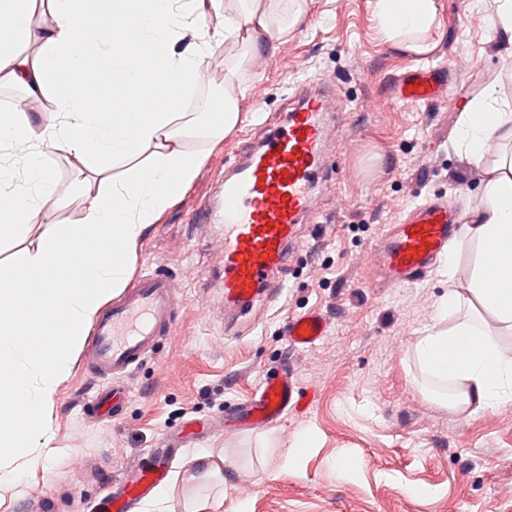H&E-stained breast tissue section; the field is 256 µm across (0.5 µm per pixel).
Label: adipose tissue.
Wrapping results in <instances>:
<instances>
[{
    "mask_svg": "<svg viewBox=\"0 0 512 512\" xmlns=\"http://www.w3.org/2000/svg\"><path fill=\"white\" fill-rule=\"evenodd\" d=\"M305 2L225 0L224 21L212 27L206 0H112L108 12L87 0H46L51 22L37 27V0H0V84L22 86L28 102L42 105L0 113V220L14 234L42 226L19 270L0 268L1 448L24 456L40 448L45 432L37 411L51 406L108 291L123 286L155 212L195 177L201 159L178 147L183 115L171 99L189 94L216 45L281 37L285 26L300 23ZM374 17L384 41L416 54L430 51L427 34L443 26L439 0H374ZM189 33L194 43L175 51ZM31 44L38 48L33 57L25 52ZM100 69L120 77L118 111L96 109L62 88L65 77ZM238 122V102L228 92L198 113L195 127L220 139ZM459 138L476 158L493 160L482 173L484 202L464 226L476 255L465 283L442 296L438 327L414 348L426 373L464 382L448 409H486L512 401V352L494 338L498 328L512 333V113L501 109L495 88L462 112ZM147 151L151 160L137 165ZM59 153L100 178L78 224L52 219L49 158ZM14 163L24 169V187L12 183ZM128 164L131 175L114 181L112 168ZM37 331L45 342H31Z\"/></svg>",
    "mask_w": 512,
    "mask_h": 512,
    "instance_id": "adipose-tissue-1",
    "label": "adipose tissue"
}]
</instances>
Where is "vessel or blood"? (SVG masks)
Wrapping results in <instances>:
<instances>
[{"label":"vessel or blood","mask_w":512,"mask_h":512,"mask_svg":"<svg viewBox=\"0 0 512 512\" xmlns=\"http://www.w3.org/2000/svg\"><path fill=\"white\" fill-rule=\"evenodd\" d=\"M440 89L434 78L415 72L398 86L393 100L430 103ZM340 105L333 91L318 82L295 87L286 113L269 122V130L243 142L236 162L224 176V328L235 330L239 314L259 302L275 301L287 263L302 241L301 227L320 217L317 191L332 178L330 123ZM463 217L447 200L435 198L414 208L384 238L370 247L372 281L378 288L412 286L447 254ZM181 314L171 279L155 268L138 273L107 307L91 330L83 369L113 380L99 401L109 412L123 392L116 380L138 366L167 335ZM327 333V318L309 310L289 318L285 336L293 350L308 349ZM251 428L276 424L289 411L304 407L292 369L267 378L243 404ZM166 449L151 450L129 468L118 493L101 496L98 512H128L132 502L147 498L169 475Z\"/></svg>","instance_id":"1"}]
</instances>
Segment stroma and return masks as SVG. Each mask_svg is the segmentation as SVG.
<instances>
[{"instance_id":"obj_1","label":"stroma","mask_w":512,"mask_h":512,"mask_svg":"<svg viewBox=\"0 0 512 512\" xmlns=\"http://www.w3.org/2000/svg\"><path fill=\"white\" fill-rule=\"evenodd\" d=\"M372 2L307 0L305 21L260 42L241 68L237 126L217 141L194 131L179 137L203 162L183 195L156 213L128 274L165 269L182 317L123 377L116 417L98 419L88 407L107 381L71 364L50 408L49 444L39 460L11 458L15 474L0 480V512H94L104 484L189 420L203 426L202 439L174 461L164 512H195L203 497L205 512H512V403L450 411L430 398L443 384L414 355L445 290L438 271L412 287L375 288L363 263L389 225L429 198H448L463 212L476 204L481 168L456 147L458 120L490 85L512 103V42L498 29L493 0L478 11L471 0H441L445 27L418 56L381 39ZM260 57L266 69L256 68ZM419 67L445 68L447 102L369 110L387 96L390 77ZM308 80L333 84L348 101L349 176L324 194L328 238L307 228L279 298L241 316L238 334L228 336L218 310L220 226L194 210L222 205L236 143L287 111L294 84ZM51 167L54 221L80 222L89 173L66 154L53 156ZM310 309L327 317L326 338L289 350L288 315ZM287 363L310 396L305 410L260 431L225 421L226 410ZM197 450L211 452L222 492H208L191 460Z\"/></svg>"}]
</instances>
